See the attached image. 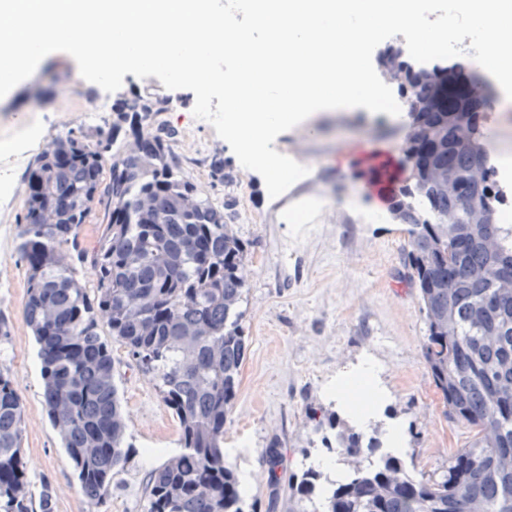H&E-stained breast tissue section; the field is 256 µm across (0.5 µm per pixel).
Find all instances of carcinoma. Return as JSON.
Masks as SVG:
<instances>
[{
  "instance_id": "cac0c4a2",
  "label": "carcinoma",
  "mask_w": 512,
  "mask_h": 512,
  "mask_svg": "<svg viewBox=\"0 0 512 512\" xmlns=\"http://www.w3.org/2000/svg\"><path fill=\"white\" fill-rule=\"evenodd\" d=\"M400 94H437L436 76L408 78ZM167 104L141 96L108 128L71 129L37 160L20 219L26 269L23 315L39 346L45 409L85 495L100 504L133 448L115 383L108 330L156 381L179 423L181 451L150 471L146 512H247L224 458V418L246 356L241 304L246 255L224 211L202 196L172 152L175 132L147 133ZM461 111L415 112L409 170L393 218L406 225L407 267L420 289L423 356L446 415L473 432L442 475L410 473L374 436L337 430L336 448L364 462L340 480L305 470L289 512L318 499L321 512H512V292L490 269H512V224L497 221L491 153L458 125ZM470 179L468 202L454 194ZM104 208L93 247L79 240ZM454 223L448 230V223ZM94 267L89 288L77 264ZM454 277L455 293L440 287ZM24 406L0 365V512H34L21 453Z\"/></svg>"
}]
</instances>
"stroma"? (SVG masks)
<instances>
[{"instance_id":"1","label":"stroma","mask_w":512,"mask_h":512,"mask_svg":"<svg viewBox=\"0 0 512 512\" xmlns=\"http://www.w3.org/2000/svg\"><path fill=\"white\" fill-rule=\"evenodd\" d=\"M146 92V82L129 73L117 91L104 93L81 77L70 55L59 52L0 100V175L14 184L13 196L0 206V318L8 331L0 341V365L9 369L24 404L27 474L34 489L49 487L54 512H145L148 473L180 451L178 420L154 380L113 345L127 433L137 448L156 454L131 456L114 475L106 503L93 504L46 414L38 345L23 316L18 221L31 169L57 136L77 127L108 126L111 107ZM171 97L173 108L152 115L147 129L177 130L172 150L184 174L230 216L247 252L242 305L247 353L224 421V451L248 480L255 512H288L291 485L308 457L325 455L311 409L335 411L357 427L345 401H331L330 393L338 381L367 366L382 398L371 416L370 435L382 439L397 430L413 475L445 471L449 452L466 446L472 434L446 416L423 358L426 323L405 266L407 235L390 214L408 176L400 149L407 113L317 112L278 135L276 150L309 172L273 199L215 130L189 128L194 93L179 89ZM102 98L109 109L94 116L90 106ZM213 157L224 160L223 181L209 176ZM319 197L327 203L314 210L309 223L286 221L289 207ZM273 443L280 461L271 475L258 457Z\"/></svg>"}]
</instances>
